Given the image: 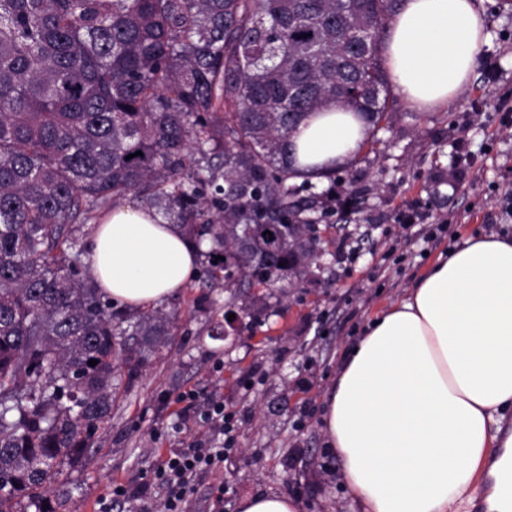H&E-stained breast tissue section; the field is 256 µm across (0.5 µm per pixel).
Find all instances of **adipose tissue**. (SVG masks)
Here are the masks:
<instances>
[{"instance_id":"ef3b65f1","label":"adipose tissue","mask_w":512,"mask_h":512,"mask_svg":"<svg viewBox=\"0 0 512 512\" xmlns=\"http://www.w3.org/2000/svg\"><path fill=\"white\" fill-rule=\"evenodd\" d=\"M474 0H400L383 36L389 75L428 112L470 80L486 43ZM365 125L329 108L300 123V175L352 159ZM102 293L133 308L174 294L198 251L152 210L124 204L88 240ZM328 448L359 512H469L481 477L488 512L512 503V235H476L432 264L401 301L365 327L339 365L323 415Z\"/></svg>"}]
</instances>
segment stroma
<instances>
[{"instance_id": "35a3bbf8", "label": "stroma", "mask_w": 512, "mask_h": 512, "mask_svg": "<svg viewBox=\"0 0 512 512\" xmlns=\"http://www.w3.org/2000/svg\"><path fill=\"white\" fill-rule=\"evenodd\" d=\"M489 38L459 97L430 112L399 92L389 121L346 171L311 180L337 199L328 216L320 281L286 292L208 287L202 275L159 305L176 313L170 344L120 369L111 418L89 451L64 466L69 495L58 512H95L112 484L129 490L112 512H163L148 472L217 427L198 410L218 398L237 424L223 464L198 473L191 512H237L239 500L266 491L296 498L301 512H353L321 417L344 354L365 325L405 298L429 265L471 235L512 234V0H475ZM234 319H227V312ZM201 392L186 409L181 392ZM223 502H216V494Z\"/></svg>"}]
</instances>
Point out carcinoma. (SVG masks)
<instances>
[{
    "label": "carcinoma",
    "mask_w": 512,
    "mask_h": 512,
    "mask_svg": "<svg viewBox=\"0 0 512 512\" xmlns=\"http://www.w3.org/2000/svg\"><path fill=\"white\" fill-rule=\"evenodd\" d=\"M397 2L0 0V512H55L112 415L117 348L137 366L172 336L81 275L82 228L132 196L209 243V287L302 282L330 210L289 184L291 135L329 107L387 119Z\"/></svg>",
    "instance_id": "1"
}]
</instances>
